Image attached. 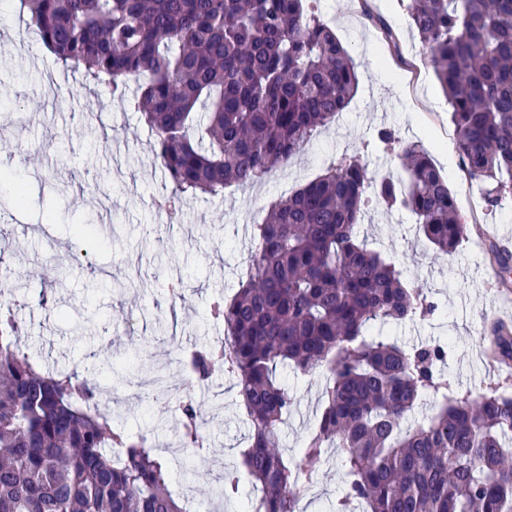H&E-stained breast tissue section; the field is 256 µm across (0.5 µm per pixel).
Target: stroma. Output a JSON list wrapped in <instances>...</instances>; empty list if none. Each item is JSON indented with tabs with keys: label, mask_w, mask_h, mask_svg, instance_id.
<instances>
[{
	"label": "stroma",
	"mask_w": 512,
	"mask_h": 512,
	"mask_svg": "<svg viewBox=\"0 0 512 512\" xmlns=\"http://www.w3.org/2000/svg\"><path fill=\"white\" fill-rule=\"evenodd\" d=\"M407 4L321 0L324 19L358 73L353 102L288 167L246 190L183 200L171 224L155 205L170 181L138 114L107 88L62 68L17 0H0V167L26 186L22 207L0 205V262L23 284L12 298L24 325L20 345L38 365L82 376L111 367L138 377L163 372L164 389L120 386L101 404L114 425L162 447L174 467L173 491L193 512H242L239 503L219 501L214 478L222 460L246 448L249 428L232 380L219 374L198 394L203 448L180 447L177 405L186 380L180 352L223 335V325L208 320L207 305L237 290L253 226L270 202L343 157L366 164L375 177H401L398 158L375 140L380 127L431 151L471 228L455 253L439 259L407 211L371 203L362 227L367 247L399 262L407 280L439 304L433 316L393 327L392 338L409 348L448 342L443 371L459 394L485 392L506 376L490 365L480 338L488 320L512 323V277L496 281L489 252L490 244H512V202L486 206L481 185L460 167L448 103L410 27ZM368 10L394 28L396 47L383 44L364 16ZM80 223L83 239L75 234ZM46 269L56 274L49 287L41 280ZM173 279L183 283L177 301L167 291ZM42 291L45 307L37 304ZM286 378L296 404L282 444L292 458L319 419L323 380L291 372ZM343 491L337 465L326 467L301 488L304 512H328Z\"/></svg>",
	"instance_id": "obj_1"
}]
</instances>
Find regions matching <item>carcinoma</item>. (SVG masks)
Segmentation results:
<instances>
[{"label": "carcinoma", "instance_id": "carcinoma-1", "mask_svg": "<svg viewBox=\"0 0 512 512\" xmlns=\"http://www.w3.org/2000/svg\"><path fill=\"white\" fill-rule=\"evenodd\" d=\"M318 0H20L65 68L115 90L156 136L172 185L160 208L254 185L309 144L355 98L349 51ZM448 99L461 164L487 205L512 197V0H409ZM403 177L376 179L342 158L271 206L254 226L246 278L207 308L222 346H196L179 403L187 449L204 445L197 391L236 383L249 443L223 463L216 491L259 496L247 512H302L298 488L331 458L345 494L331 512H512V394L460 395L440 366L448 343L406 348L381 333L437 310L404 271L360 239L371 197L416 217L436 254L468 237L448 180L419 144L398 152ZM21 322L0 300V512H190L169 463L147 437L112 427L106 378L42 370L18 344ZM494 357L512 332L494 322ZM289 367L324 377V406L300 454L281 451L294 393Z\"/></svg>", "mask_w": 512, "mask_h": 512}]
</instances>
